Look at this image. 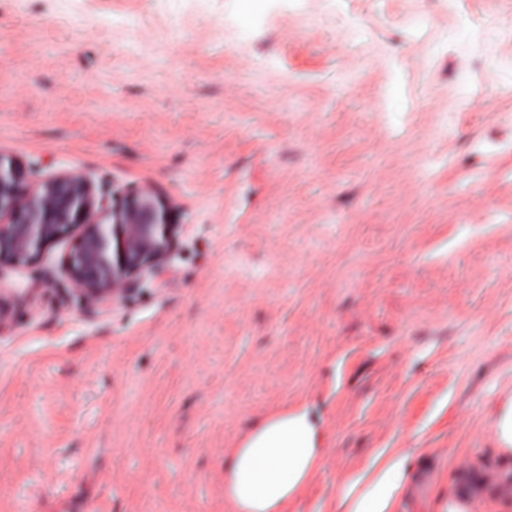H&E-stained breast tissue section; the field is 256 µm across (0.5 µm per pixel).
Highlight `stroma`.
Segmentation results:
<instances>
[{"instance_id":"obj_1","label":"stroma","mask_w":512,"mask_h":512,"mask_svg":"<svg viewBox=\"0 0 512 512\" xmlns=\"http://www.w3.org/2000/svg\"><path fill=\"white\" fill-rule=\"evenodd\" d=\"M0 152L175 226L106 313L77 232L0 270V512H236L225 456L298 410L288 512L384 448L398 512H512V0H0ZM494 432L497 446L494 451L502 458L512 459V400L498 413Z\"/></svg>"}]
</instances>
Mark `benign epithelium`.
Wrapping results in <instances>:
<instances>
[{
    "label": "benign epithelium",
    "instance_id": "1",
    "mask_svg": "<svg viewBox=\"0 0 512 512\" xmlns=\"http://www.w3.org/2000/svg\"><path fill=\"white\" fill-rule=\"evenodd\" d=\"M73 229L79 245L64 273L70 293L90 309L124 300L135 277L162 272L170 256L168 212L150 191L108 207L81 174L34 185L21 162L0 155V270L30 265Z\"/></svg>",
    "mask_w": 512,
    "mask_h": 512
}]
</instances>
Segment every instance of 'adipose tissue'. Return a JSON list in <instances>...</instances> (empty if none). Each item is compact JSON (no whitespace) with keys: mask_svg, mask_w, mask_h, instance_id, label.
I'll return each mask as SVG.
<instances>
[{"mask_svg":"<svg viewBox=\"0 0 512 512\" xmlns=\"http://www.w3.org/2000/svg\"><path fill=\"white\" fill-rule=\"evenodd\" d=\"M323 454L308 412L270 419L225 460V495L236 512H287ZM408 470L407 455L378 452L337 497L335 512H394Z\"/></svg>","mask_w":512,"mask_h":512,"instance_id":"ef3b65f1","label":"adipose tissue"}]
</instances>
